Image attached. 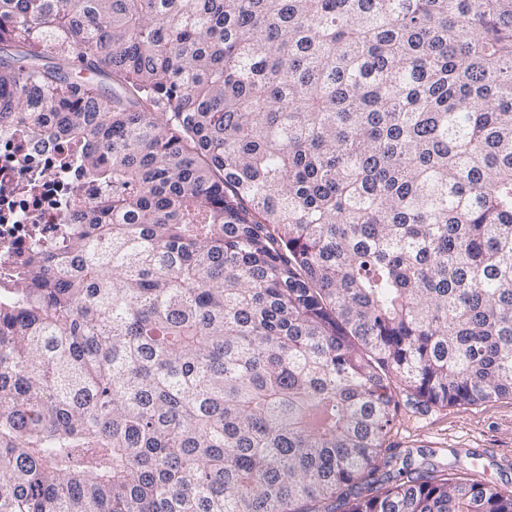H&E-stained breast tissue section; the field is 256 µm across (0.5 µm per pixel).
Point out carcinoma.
Here are the masks:
<instances>
[{"mask_svg":"<svg viewBox=\"0 0 512 512\" xmlns=\"http://www.w3.org/2000/svg\"><path fill=\"white\" fill-rule=\"evenodd\" d=\"M16 119L98 194L0 301V512H512L387 445L512 397V0H0Z\"/></svg>","mask_w":512,"mask_h":512,"instance_id":"1","label":"carcinoma"}]
</instances>
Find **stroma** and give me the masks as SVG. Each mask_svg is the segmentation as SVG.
Listing matches in <instances>:
<instances>
[{"label": "stroma", "mask_w": 512, "mask_h": 512, "mask_svg": "<svg viewBox=\"0 0 512 512\" xmlns=\"http://www.w3.org/2000/svg\"><path fill=\"white\" fill-rule=\"evenodd\" d=\"M388 442L396 450L420 449L426 462L465 470L479 457L487 476L512 492V399L480 405L401 408Z\"/></svg>", "instance_id": "obj_1"}]
</instances>
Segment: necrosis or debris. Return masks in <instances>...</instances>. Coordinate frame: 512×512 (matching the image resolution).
<instances>
[{
  "mask_svg": "<svg viewBox=\"0 0 512 512\" xmlns=\"http://www.w3.org/2000/svg\"><path fill=\"white\" fill-rule=\"evenodd\" d=\"M31 123L0 125V289L13 288L21 261L66 235V207L59 199L90 186L75 163L65 160L60 142L38 141Z\"/></svg>",
  "mask_w": 512,
  "mask_h": 512,
  "instance_id": "4bbe7bcc",
  "label": "necrosis or debris"
}]
</instances>
